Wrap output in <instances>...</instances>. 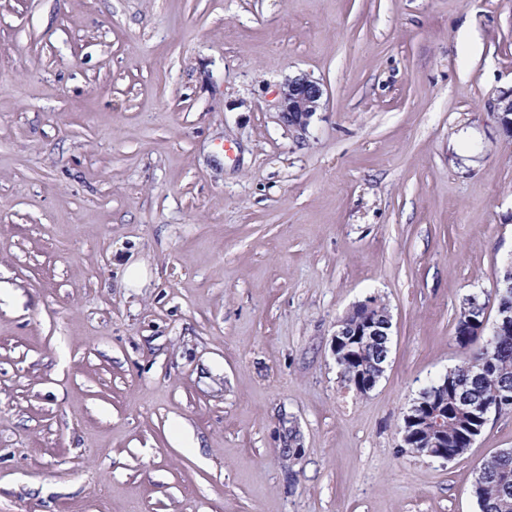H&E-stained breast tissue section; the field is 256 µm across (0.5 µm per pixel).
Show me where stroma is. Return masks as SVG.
Segmentation results:
<instances>
[{
	"instance_id": "1",
	"label": "stroma",
	"mask_w": 512,
	"mask_h": 512,
	"mask_svg": "<svg viewBox=\"0 0 512 512\" xmlns=\"http://www.w3.org/2000/svg\"><path fill=\"white\" fill-rule=\"evenodd\" d=\"M509 90L512 0H0V512H479L512 411L399 429L512 261ZM324 93L321 83L305 74L289 78L279 91V121L289 129L306 132L323 105ZM385 306L376 305L374 307L369 306H359L349 317V321H347V316L342 320L336 323V332L333 334L332 338V352L336 357V363L339 364L341 362V354L343 347L345 344H348L350 341H357L361 336H366L368 338L373 339H382L383 346L378 358L377 363L375 364V374L369 376V379L365 382L366 387H370L374 382L377 381L378 375L385 371V363L388 358L389 353V343L391 336V328H392V318L387 311V316H380L383 313ZM367 321L363 326L356 327L351 323H362L365 320L372 319ZM377 344L372 339H362L349 351L350 356L346 358V362L339 366L345 371L342 373L343 381L346 386L356 391L357 394L365 395L362 385L354 381L358 373H372L373 364L376 360Z\"/></svg>"
}]
</instances>
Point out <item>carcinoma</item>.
<instances>
[{
  "label": "carcinoma",
  "instance_id": "carcinoma-1",
  "mask_svg": "<svg viewBox=\"0 0 512 512\" xmlns=\"http://www.w3.org/2000/svg\"><path fill=\"white\" fill-rule=\"evenodd\" d=\"M384 307L360 306L349 317L352 323H361L381 315ZM377 344L370 339L360 340L350 351L344 370L346 386L365 394L356 382L358 374L374 370ZM512 393V328L498 335L490 348H481L463 365L449 370L439 378V388L422 393L420 400L431 406L444 421L442 436L433 434L427 425L415 426V445L422 454L440 448L448 451V458L463 455L471 446V436L482 431V423L466 409L456 404L463 393L473 401L494 398L495 392ZM475 495L479 512H512V449H504L480 467L475 480Z\"/></svg>",
  "mask_w": 512,
  "mask_h": 512
}]
</instances>
